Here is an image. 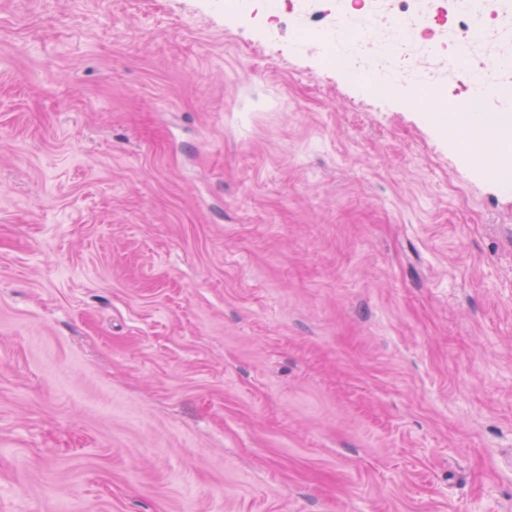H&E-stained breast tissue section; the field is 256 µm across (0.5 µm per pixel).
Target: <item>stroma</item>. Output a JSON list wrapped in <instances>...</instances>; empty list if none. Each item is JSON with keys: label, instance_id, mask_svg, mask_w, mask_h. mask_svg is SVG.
<instances>
[{"label": "stroma", "instance_id": "obj_1", "mask_svg": "<svg viewBox=\"0 0 512 512\" xmlns=\"http://www.w3.org/2000/svg\"><path fill=\"white\" fill-rule=\"evenodd\" d=\"M0 0V512H512V179L336 0Z\"/></svg>", "mask_w": 512, "mask_h": 512}]
</instances>
